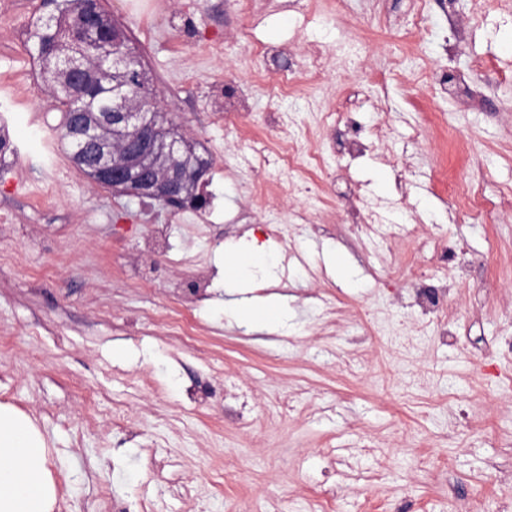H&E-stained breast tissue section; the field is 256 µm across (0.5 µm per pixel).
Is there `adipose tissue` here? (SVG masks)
<instances>
[{
	"label": "adipose tissue",
	"instance_id": "adipose-tissue-1",
	"mask_svg": "<svg viewBox=\"0 0 512 512\" xmlns=\"http://www.w3.org/2000/svg\"><path fill=\"white\" fill-rule=\"evenodd\" d=\"M46 440L25 413L0 405V512H53Z\"/></svg>",
	"mask_w": 512,
	"mask_h": 512
}]
</instances>
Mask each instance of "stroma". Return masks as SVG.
<instances>
[{
	"label": "stroma",
	"instance_id": "stroma-1",
	"mask_svg": "<svg viewBox=\"0 0 512 512\" xmlns=\"http://www.w3.org/2000/svg\"><path fill=\"white\" fill-rule=\"evenodd\" d=\"M106 0L132 38L160 109L211 167L207 215L103 187L79 171L61 139L63 114L43 91L24 32L0 21V405L31 417L48 444L53 512H494L512 496V362L490 346L512 336V206L491 223L458 213L453 185L482 180L487 202L512 190V0H424L427 29L402 33L413 0H347L336 24L326 0ZM247 41H240V28ZM354 38L350 64L365 119L382 142L353 162L344 128H314L347 168L351 192L389 206L388 239L347 221L344 202L306 209L272 186L260 205L249 143L271 137L277 63L260 46ZM223 41L214 54L203 38ZM464 39L452 54L443 42ZM464 75L473 96L445 95L434 73ZM234 76L252 118L224 122ZM405 174L396 187L381 160ZM305 211L311 229L270 226ZM168 228L163 254L146 242ZM278 254L275 278L251 267L255 296L280 295L287 326L261 309L224 314V270L242 240ZM461 243L459 270L437 260ZM427 286L449 287L454 345L413 326L402 262ZM206 271V297L181 302ZM189 327L169 335L167 320ZM123 348L126 356L114 358ZM248 383L256 418L240 430L225 377Z\"/></svg>",
	"mask_w": 512,
	"mask_h": 512
}]
</instances>
